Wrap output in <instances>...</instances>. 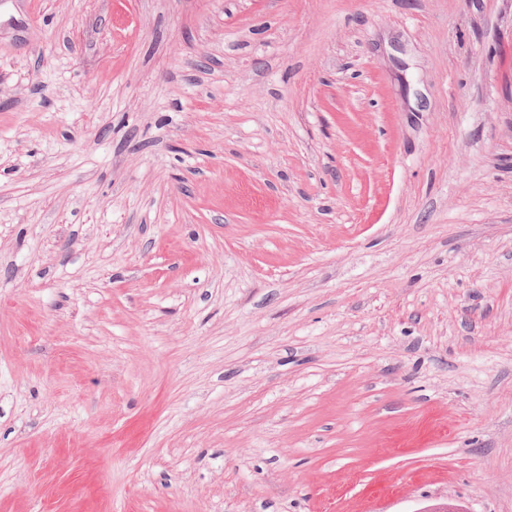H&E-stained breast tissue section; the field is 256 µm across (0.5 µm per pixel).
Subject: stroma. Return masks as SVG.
<instances>
[{
	"label": "stroma",
	"instance_id": "35a3bbf8",
	"mask_svg": "<svg viewBox=\"0 0 512 512\" xmlns=\"http://www.w3.org/2000/svg\"><path fill=\"white\" fill-rule=\"evenodd\" d=\"M512 512V0H0V512Z\"/></svg>",
	"mask_w": 512,
	"mask_h": 512
}]
</instances>
